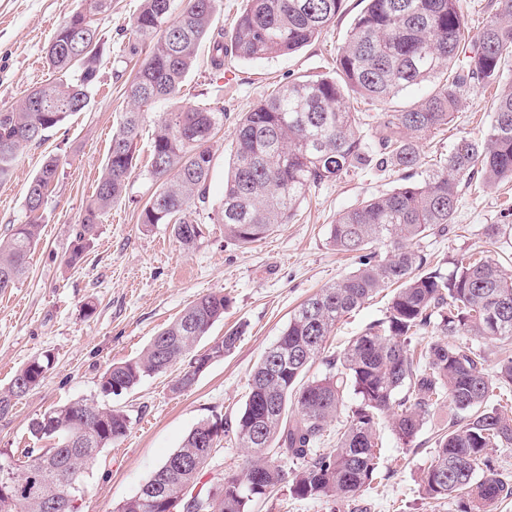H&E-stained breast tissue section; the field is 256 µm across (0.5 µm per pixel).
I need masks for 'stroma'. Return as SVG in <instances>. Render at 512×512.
<instances>
[{
	"mask_svg": "<svg viewBox=\"0 0 512 512\" xmlns=\"http://www.w3.org/2000/svg\"><path fill=\"white\" fill-rule=\"evenodd\" d=\"M84 5L85 0H0V108L15 103L27 89L56 80L45 62L46 49L56 30ZM140 6L141 0H112L111 15L100 23L104 54L88 108L30 145L12 178L0 184L2 238L13 225L26 222L25 191L44 160L56 156L62 161L27 273L0 293V390L32 358L46 352L54 358L43 382L0 416V462L17 468L25 450L50 447V440L32 438L29 426L73 401L122 409L131 421L126 436L102 449L88 471L80 512H116L199 422L235 418L248 397L255 365L300 303L356 267L354 259L328 244L329 224L363 199L389 193L402 182L401 173L365 169L310 188L294 219L248 246L225 237L217 220L239 119L274 88L305 75L334 74L337 50L364 7L362 0H345L343 12L326 31L290 54L228 59L217 70L210 64L211 40L202 42L172 102L176 108L217 106L224 112L211 141L213 171L205 198L194 204L202 233L193 247L183 248L171 225L147 228L138 221L135 201L146 200L156 189L149 170L160 109L153 105L143 109L138 166L125 198L99 224L81 263L66 266L78 215L95 191L112 130L130 107L127 87L134 70L125 48ZM495 94L492 86L469 93L458 119L424 141L427 161L447 156L462 138L480 137L491 121ZM490 224H512V183L476 181L463 188L449 231L422 241L432 265L443 268L454 256L482 251L512 276V234L488 238L485 228ZM213 292L223 293L230 305L223 321L202 338L200 349L222 340L230 327L242 326L244 332L190 390L173 393L172 376L166 373L145 378L118 396L101 394L99 380L109 366L139 356L189 303ZM389 298V292H382L345 316L328 338L326 355H336L383 318ZM89 304L94 312L88 316L84 308ZM452 415L446 404L433 410L409 443L393 433L387 419H380V475L357 501L331 506L299 499L283 484L253 502L251 512H461L459 499H429L420 487L435 438Z\"/></svg>",
	"mask_w": 512,
	"mask_h": 512,
	"instance_id": "obj_1",
	"label": "stroma"
}]
</instances>
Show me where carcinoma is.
Instances as JSON below:
<instances>
[{
	"label": "carcinoma",
	"mask_w": 512,
	"mask_h": 512,
	"mask_svg": "<svg viewBox=\"0 0 512 512\" xmlns=\"http://www.w3.org/2000/svg\"><path fill=\"white\" fill-rule=\"evenodd\" d=\"M217 0H143L134 17L126 52L142 62L127 92L135 108L112 131L111 145L92 199L82 208L75 244L65 262L77 265L98 224L126 194L136 167V139L144 119L140 108L174 98L194 65L208 34ZM348 40L336 55L339 78L309 76L275 89L239 120L224 178L218 218L234 241L255 243L296 216L310 187L338 181L370 166L393 171L420 170L421 180L367 198L339 214L328 227L330 245L353 253L357 268L304 300L276 343L256 364L247 400L231 421L199 422L182 446L152 475L165 495L196 487L218 431L232 434L246 456L238 473L224 477V499L209 508L249 512L250 503L289 482L301 499L352 500L378 471L377 420L390 416L395 434L412 441L427 416L448 403L454 418L436 440L434 457L423 473L425 495L459 498L464 512H495L512 495L488 449L512 445V416L502 410L495 390L512 392V356L504 357L490 378L484 352L459 336L512 341V278L498 260L465 253L444 271L428 261L421 242L452 223L460 192L475 175L486 184L512 181V89L495 99L493 118L482 136L461 140L448 156L423 166L421 143L459 118L465 96L476 86L501 83L512 60V0L498 6L478 34L471 35L461 0H364ZM344 0H246L230 42L213 41L211 65L224 59L261 60L286 55L315 39L336 19ZM112 0H90L55 33L46 60L58 81L31 89L0 109V183L11 178L23 151L83 111L95 87L103 55L97 21L110 15ZM431 84V92L399 110L379 113L375 135L367 137L351 111L350 98L387 104L404 90ZM224 113L189 106L164 112L151 152V176L158 186L139 221L146 227L171 224L176 240L193 247L200 236L191 218L213 170L209 146ZM60 161L48 157L30 181L27 222L0 238V292L26 273L39 241V213ZM394 288L385 317L327 361V372L308 377L323 354L336 323L374 295ZM229 300L204 295L163 328L136 358L110 366L100 392L119 396L142 379L184 368L171 390H189L215 359L231 352L241 337L234 328L203 352L201 339L224 319ZM430 330L440 336L424 355L411 353L412 339ZM52 356L31 359L0 392V416L45 378ZM358 404L336 431V448H317L337 419L348 393ZM130 424L120 410L76 401L31 422L30 434L59 443L36 457L27 451L24 473L29 495L0 512H47L44 498L54 479L84 482L90 457L122 438ZM299 464L288 476L279 459ZM117 512H165L159 498L144 490Z\"/></svg>",
	"instance_id": "carcinoma-1"
}]
</instances>
